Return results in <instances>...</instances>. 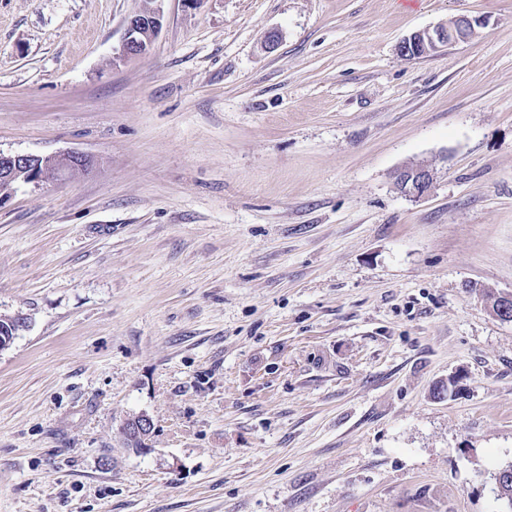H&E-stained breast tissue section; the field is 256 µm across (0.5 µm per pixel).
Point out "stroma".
<instances>
[{
    "label": "stroma",
    "instance_id": "35a3bbf8",
    "mask_svg": "<svg viewBox=\"0 0 512 512\" xmlns=\"http://www.w3.org/2000/svg\"><path fill=\"white\" fill-rule=\"evenodd\" d=\"M0 151V512H507L512 0H0ZM162 25L159 11L144 10L127 18L123 41L126 56L145 55ZM456 26L439 25L432 30L415 33L405 38L400 44L401 54L406 57L418 58L454 43L467 40L468 33L475 32V26L482 25L479 19L459 17L455 19ZM91 160L84 154L71 152L62 156L39 157L5 154L0 151V201L16 183H37L67 169H88ZM408 167L398 172L397 176L405 195L421 198L426 195L433 183L432 172L424 167ZM409 169V170H406Z\"/></svg>",
    "mask_w": 512,
    "mask_h": 512
}]
</instances>
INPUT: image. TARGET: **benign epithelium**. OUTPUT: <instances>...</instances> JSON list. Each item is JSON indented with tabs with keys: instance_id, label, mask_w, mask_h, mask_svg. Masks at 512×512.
<instances>
[{
	"instance_id": "1",
	"label": "benign epithelium",
	"mask_w": 512,
	"mask_h": 512,
	"mask_svg": "<svg viewBox=\"0 0 512 512\" xmlns=\"http://www.w3.org/2000/svg\"><path fill=\"white\" fill-rule=\"evenodd\" d=\"M162 25L161 14L155 10H144L127 18L123 41L126 56L146 54ZM481 25L479 19L459 17L456 25H439L432 30L415 33L400 44L401 54L418 58L433 50L447 47L469 38V33ZM91 160L84 154L71 152L62 156L39 157L25 154H5L0 151V202L16 183H37L60 174L67 169H88ZM403 193L420 198L428 193L433 183L432 172L424 167L403 169L398 172ZM152 420L136 417L126 424V433L145 439L152 432Z\"/></svg>"
}]
</instances>
